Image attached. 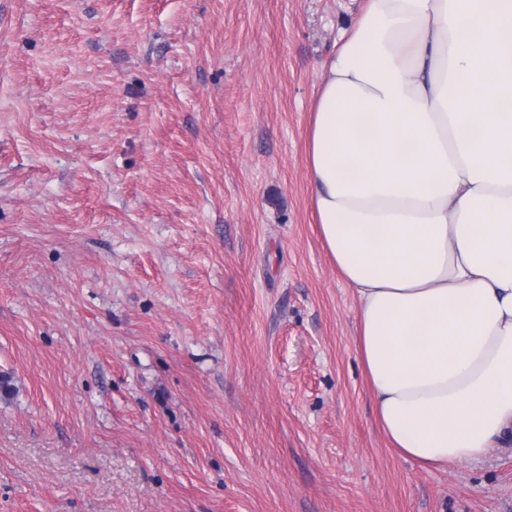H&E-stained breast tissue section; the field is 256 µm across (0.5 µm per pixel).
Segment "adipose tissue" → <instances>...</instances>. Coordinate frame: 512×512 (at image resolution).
<instances>
[{
    "instance_id": "obj_1",
    "label": "adipose tissue",
    "mask_w": 512,
    "mask_h": 512,
    "mask_svg": "<svg viewBox=\"0 0 512 512\" xmlns=\"http://www.w3.org/2000/svg\"><path fill=\"white\" fill-rule=\"evenodd\" d=\"M305 163L391 448L431 469L507 446L512 0H368L326 62Z\"/></svg>"
}]
</instances>
